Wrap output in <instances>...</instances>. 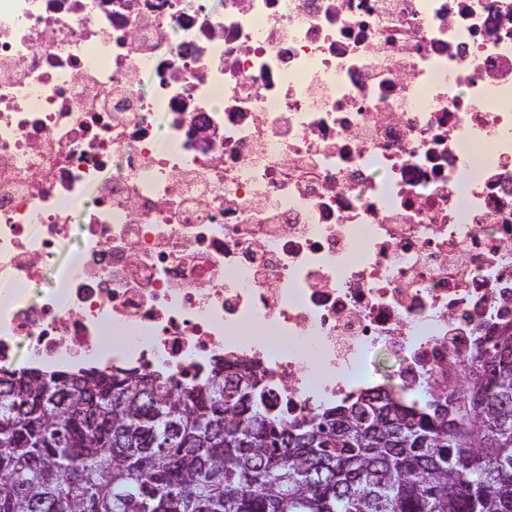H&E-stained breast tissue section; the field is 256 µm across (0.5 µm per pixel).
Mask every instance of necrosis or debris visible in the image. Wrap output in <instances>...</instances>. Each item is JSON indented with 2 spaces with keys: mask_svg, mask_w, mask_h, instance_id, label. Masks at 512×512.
<instances>
[{
  "mask_svg": "<svg viewBox=\"0 0 512 512\" xmlns=\"http://www.w3.org/2000/svg\"><path fill=\"white\" fill-rule=\"evenodd\" d=\"M14 282L0 368L254 360L300 414L414 395L512 321V0H0Z\"/></svg>",
  "mask_w": 512,
  "mask_h": 512,
  "instance_id": "4bbe7bcc",
  "label": "necrosis or debris"
}]
</instances>
